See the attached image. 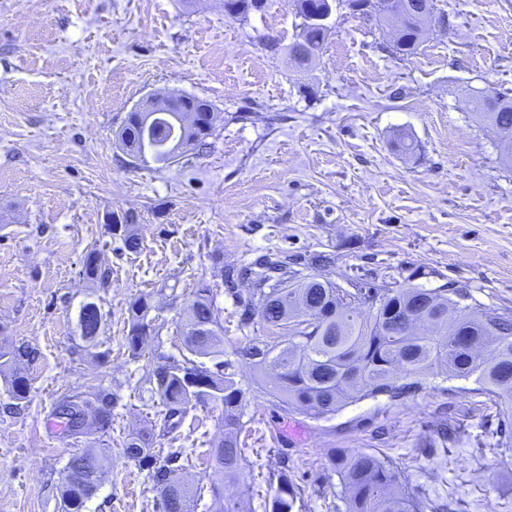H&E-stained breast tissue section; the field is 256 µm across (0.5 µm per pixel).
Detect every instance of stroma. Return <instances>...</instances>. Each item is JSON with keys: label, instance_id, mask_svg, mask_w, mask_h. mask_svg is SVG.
<instances>
[{"label": "stroma", "instance_id": "stroma-1", "mask_svg": "<svg viewBox=\"0 0 512 512\" xmlns=\"http://www.w3.org/2000/svg\"><path fill=\"white\" fill-rule=\"evenodd\" d=\"M264 3L239 20L221 0H0V350L35 352L22 364L21 414L4 412L0 373V512H61L72 448L47 416L63 392L100 384L117 398L112 466L85 512H154L157 493L122 442L156 418L146 378L180 356L175 323L202 280L215 286L224 353L247 390L246 460L225 501L271 512L269 475L284 467L293 512H345L327 456L347 448L378 453L457 512H512V450L474 381L438 376L394 403L282 415L237 354L262 333L238 326L250 285L232 293L220 282L221 268L285 252L304 259L301 274L348 290L454 284L473 303L512 310V145L471 103L512 90V0H436L409 57L393 53L376 18L334 12L309 70L288 54L301 34L297 0ZM171 93L214 105L209 146L159 171L134 167L117 145L123 121L148 95ZM403 133L414 152L397 148ZM127 210L139 215L136 254L104 227ZM96 242L112 267L103 292L80 273ZM144 294L160 331L135 360L127 306ZM97 299L107 320L93 348L77 321ZM174 452L182 477L205 488L188 512H215L197 433L182 427L152 450Z\"/></svg>", "mask_w": 512, "mask_h": 512}]
</instances>
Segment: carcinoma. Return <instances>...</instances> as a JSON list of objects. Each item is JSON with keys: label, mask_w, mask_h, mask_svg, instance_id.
Returning a JSON list of instances; mask_svg holds the SVG:
<instances>
[{"label": "carcinoma", "mask_w": 512, "mask_h": 512, "mask_svg": "<svg viewBox=\"0 0 512 512\" xmlns=\"http://www.w3.org/2000/svg\"><path fill=\"white\" fill-rule=\"evenodd\" d=\"M263 0H223L231 17L246 16L260 10ZM399 37L394 48L402 56L416 54L423 37V13H433L434 0H397ZM329 28L301 30L304 42L289 48L294 57L305 48L303 64L313 66L324 47ZM481 121L495 131L512 132V97L505 91L490 89L472 99ZM218 115L212 104L199 97L175 95L162 106L155 126L159 146L146 156L142 152L145 130L142 113L129 112L119 132V145L126 155L137 156L136 166L162 167L172 155L162 146L176 140L184 154L200 153L209 145ZM138 216L121 214V223L107 225L110 237H119L125 249L136 253L141 239L135 232ZM83 278L100 288L111 284L112 269L101 258V249L91 247L83 257ZM251 283L246 299L239 300L240 323L259 324L267 333L288 334V344L278 347L266 339H255L241 351L249 363L269 370L273 386L268 390L272 405L288 415L304 413L314 418L334 415L359 400L385 395L396 401L427 388L429 376L443 374L450 379H474L475 391L488 397L499 408L504 421H512V311L468 303L465 288H379L365 284L350 292L314 276L299 278L288 267V256L262 255L238 272ZM371 301L369 314L356 303ZM101 305L88 301L78 314L80 338L90 346L105 321L98 316ZM151 298L141 295L128 307V356L142 355L145 342L156 337L158 327L150 316ZM187 355L170 362L164 373L152 372L148 378L151 393L158 397L156 412L159 432L139 431L122 444V455L147 471L158 491V512H185L168 508L171 501L183 502L191 488L177 478L172 454L159 461L150 453L156 435L170 436L184 424L189 410L197 404L221 410L224 436L209 444L206 455L214 470L209 491L216 501L224 499V478L239 474L245 460L240 435L246 390L235 379L232 361L224 358V326L214 304V288L201 280L193 299L185 305L178 323ZM208 362H197V359ZM204 368L205 389L185 386V376ZM404 373L410 382L397 384ZM12 400L9 409L19 414L29 394L28 379L13 370L7 388ZM112 391L101 385L91 392L61 394L49 413L57 437L73 446L82 437L96 436L107 442L112 431ZM109 458L94 451H76L65 465L70 479L62 483L63 512H83L99 490ZM331 470L338 475L345 512H454L447 503L438 504L419 491L403 488L393 465L368 452L333 448L328 455ZM271 512H292L296 492L281 470L272 484Z\"/></svg>", "instance_id": "carcinoma-1"}]
</instances>
